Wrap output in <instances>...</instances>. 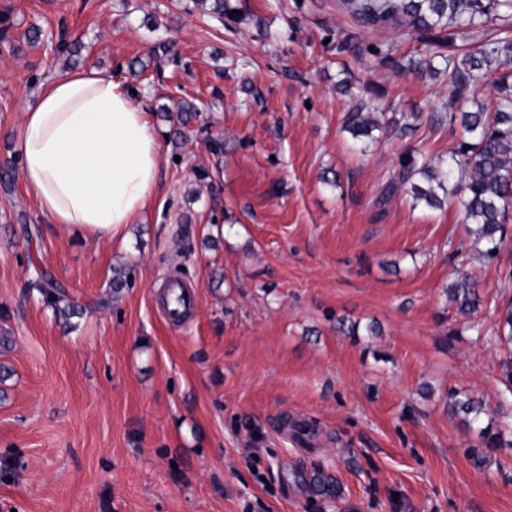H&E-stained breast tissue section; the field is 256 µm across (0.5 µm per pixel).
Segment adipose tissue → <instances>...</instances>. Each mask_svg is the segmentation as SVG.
Here are the masks:
<instances>
[{
    "mask_svg": "<svg viewBox=\"0 0 512 512\" xmlns=\"http://www.w3.org/2000/svg\"><path fill=\"white\" fill-rule=\"evenodd\" d=\"M13 136L24 185L50 223L116 238L150 208L163 163L135 93L91 70L45 83Z\"/></svg>",
    "mask_w": 512,
    "mask_h": 512,
    "instance_id": "1",
    "label": "adipose tissue"
}]
</instances>
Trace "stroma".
<instances>
[{"label": "stroma", "mask_w": 512, "mask_h": 512, "mask_svg": "<svg viewBox=\"0 0 512 512\" xmlns=\"http://www.w3.org/2000/svg\"><path fill=\"white\" fill-rule=\"evenodd\" d=\"M185 2L0 0V512H512V447L475 468L478 437L445 400L462 389L512 413L492 339L512 224L489 258L456 199L432 210L405 185L377 202L406 148L435 165L460 143L459 126L431 127L432 104L474 102L406 69L420 32L362 25L340 0H237L231 30ZM61 35L80 53L57 51ZM164 40L174 56L148 58ZM387 43L400 68L370 54ZM85 70L134 89L162 138L153 203L122 240L48 223L12 136L43 84ZM342 79L385 114L418 113L417 130L357 149ZM209 98L169 141L166 109ZM37 270L81 315L59 319L29 289ZM175 271L197 299L177 325L158 301ZM461 271L482 298L467 317L444 294ZM340 317L380 333L353 339ZM318 467L340 498L310 491Z\"/></svg>", "instance_id": "35a3bbf8"}]
</instances>
